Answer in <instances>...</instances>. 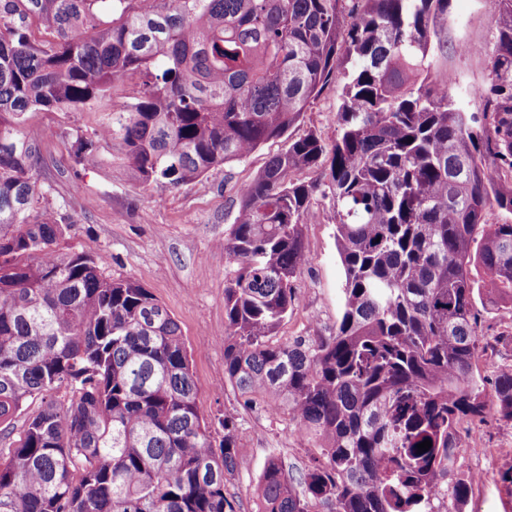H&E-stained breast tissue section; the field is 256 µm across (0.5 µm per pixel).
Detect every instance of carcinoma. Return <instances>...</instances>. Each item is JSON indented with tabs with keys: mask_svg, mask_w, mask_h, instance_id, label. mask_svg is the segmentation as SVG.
<instances>
[{
	"mask_svg": "<svg viewBox=\"0 0 512 512\" xmlns=\"http://www.w3.org/2000/svg\"><path fill=\"white\" fill-rule=\"evenodd\" d=\"M496 2L489 81L460 88L430 80L451 0H0V435L43 404L0 452V512H236L240 456L232 414L213 444L174 316L100 259L59 252L71 224L32 175L26 114L142 73L98 136L143 182L176 187L286 136L347 64L336 137L272 156L224 239V380L320 448L297 479L270 456L253 512H465L480 477L458 466V424L512 422V368L488 395L474 312L480 291L512 306V223L497 219L512 214V0ZM323 159L324 177L294 178ZM317 193L343 313L327 336L274 344Z\"/></svg>",
	"mask_w": 512,
	"mask_h": 512,
	"instance_id": "1",
	"label": "carcinoma"
}]
</instances>
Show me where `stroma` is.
<instances>
[{"instance_id":"35a3bbf8","label":"stroma","mask_w":512,"mask_h":512,"mask_svg":"<svg viewBox=\"0 0 512 512\" xmlns=\"http://www.w3.org/2000/svg\"><path fill=\"white\" fill-rule=\"evenodd\" d=\"M496 14L495 0H454L447 26L449 49L434 54L432 77L454 70L459 86L486 83V58H460L456 47L463 40L488 43ZM144 81V75L129 74L114 80L106 96L93 105L29 113V125L46 132L33 175L49 189L51 207L73 223L60 250L72 247L105 257L106 276L136 280L179 322L191 352L201 411L209 418L230 413L238 419L241 455L229 491L244 512H252L270 455L279 456L297 475L319 450L294 430L287 414L273 417L244 408L239 393L224 380V274L229 269L224 239L233 227L241 185L256 179L270 157L287 148L289 139L312 130L328 141L335 137L344 74L335 72L288 138L268 141L243 160L178 187L143 183L118 142L97 136L111 109L142 95ZM82 138L93 142L96 163L78 160ZM316 208L318 223L304 229L309 262L295 278L300 302L274 333L276 343L329 335L341 313L344 269L332 211L322 199ZM475 309L484 340L494 344L478 364L480 374L490 378L512 366V343L497 339L498 333L512 328V308H493L479 300ZM471 439L474 447L461 449L459 464L463 471L479 474L481 482L467 512H512V423L488 414L473 425Z\"/></svg>"}]
</instances>
